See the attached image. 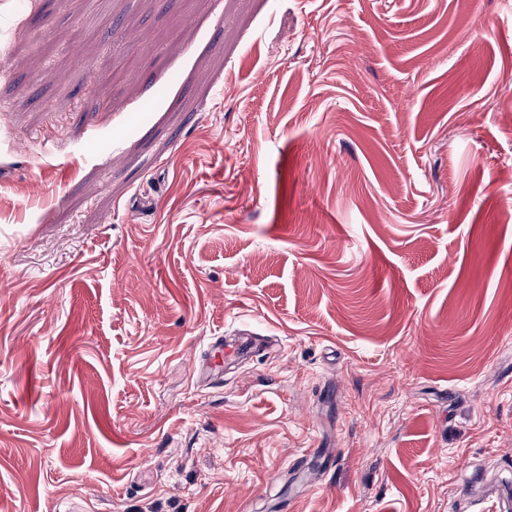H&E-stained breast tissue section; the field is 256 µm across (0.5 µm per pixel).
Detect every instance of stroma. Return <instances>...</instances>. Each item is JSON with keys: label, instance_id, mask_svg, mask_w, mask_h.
I'll return each instance as SVG.
<instances>
[{"label": "stroma", "instance_id": "1", "mask_svg": "<svg viewBox=\"0 0 512 512\" xmlns=\"http://www.w3.org/2000/svg\"><path fill=\"white\" fill-rule=\"evenodd\" d=\"M511 114L512 0H0V512H512Z\"/></svg>", "mask_w": 512, "mask_h": 512}]
</instances>
